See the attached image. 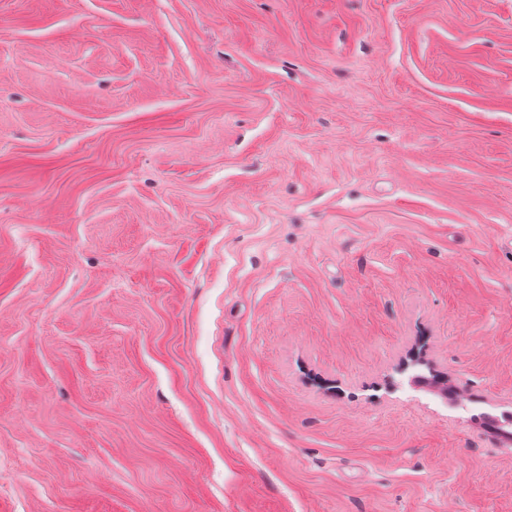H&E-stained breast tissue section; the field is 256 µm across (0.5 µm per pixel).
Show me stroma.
I'll return each instance as SVG.
<instances>
[{
    "instance_id": "35a3bbf8",
    "label": "stroma",
    "mask_w": 512,
    "mask_h": 512,
    "mask_svg": "<svg viewBox=\"0 0 512 512\" xmlns=\"http://www.w3.org/2000/svg\"><path fill=\"white\" fill-rule=\"evenodd\" d=\"M512 0H0V512H512Z\"/></svg>"
}]
</instances>
